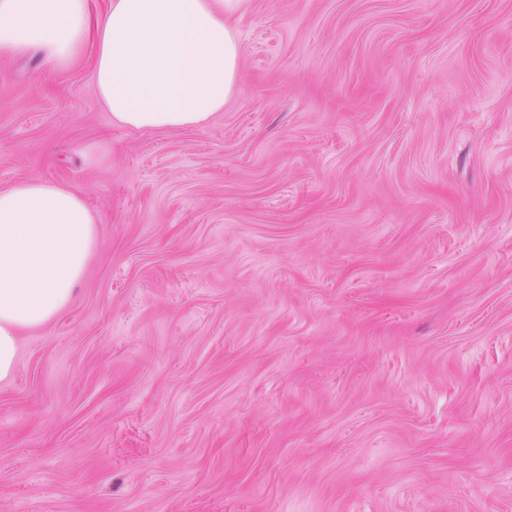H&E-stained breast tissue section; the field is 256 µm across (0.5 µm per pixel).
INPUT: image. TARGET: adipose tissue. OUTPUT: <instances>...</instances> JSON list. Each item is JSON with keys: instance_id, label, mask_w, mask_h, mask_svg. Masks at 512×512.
<instances>
[{"instance_id": "ef3b65f1", "label": "adipose tissue", "mask_w": 512, "mask_h": 512, "mask_svg": "<svg viewBox=\"0 0 512 512\" xmlns=\"http://www.w3.org/2000/svg\"><path fill=\"white\" fill-rule=\"evenodd\" d=\"M245 0H0V51H33L57 68L92 50L99 99L133 129L204 127L241 88V46L230 23ZM82 194L23 180L0 190V382L21 330L71 302L98 234Z\"/></svg>"}]
</instances>
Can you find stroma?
Masks as SVG:
<instances>
[{
  "label": "stroma",
  "instance_id": "1",
  "mask_svg": "<svg viewBox=\"0 0 512 512\" xmlns=\"http://www.w3.org/2000/svg\"><path fill=\"white\" fill-rule=\"evenodd\" d=\"M201 129L0 53V189L86 273L0 383V512H512V0H247Z\"/></svg>",
  "mask_w": 512,
  "mask_h": 512
}]
</instances>
